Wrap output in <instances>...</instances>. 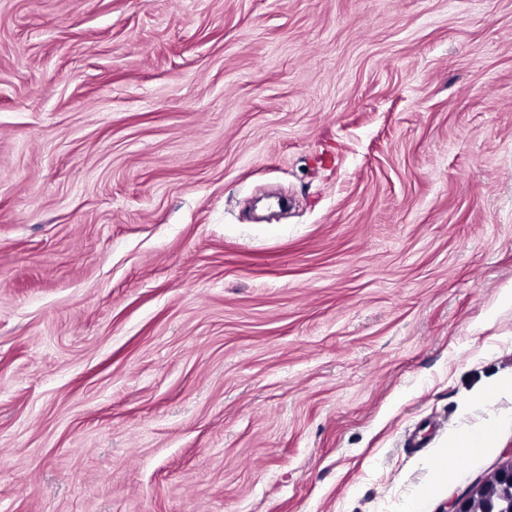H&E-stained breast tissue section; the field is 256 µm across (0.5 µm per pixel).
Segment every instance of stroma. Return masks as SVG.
Listing matches in <instances>:
<instances>
[{
  "label": "stroma",
  "instance_id": "obj_1",
  "mask_svg": "<svg viewBox=\"0 0 512 512\" xmlns=\"http://www.w3.org/2000/svg\"><path fill=\"white\" fill-rule=\"evenodd\" d=\"M507 290L512 0H0V512H443ZM450 475L448 470L438 466L434 471V485L421 490L411 501L405 512H420L422 511L423 503L428 497L433 495L435 486H440L448 483Z\"/></svg>",
  "mask_w": 512,
  "mask_h": 512
}]
</instances>
